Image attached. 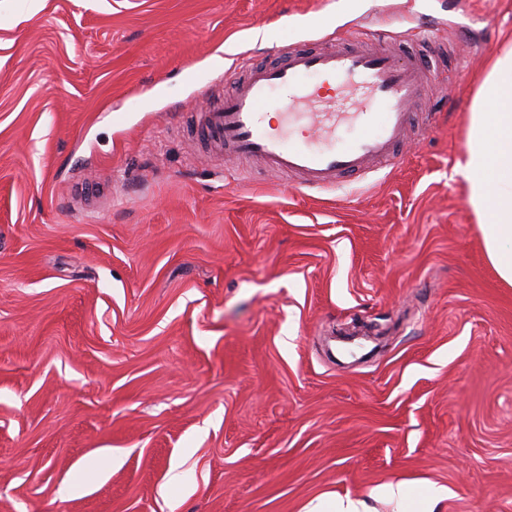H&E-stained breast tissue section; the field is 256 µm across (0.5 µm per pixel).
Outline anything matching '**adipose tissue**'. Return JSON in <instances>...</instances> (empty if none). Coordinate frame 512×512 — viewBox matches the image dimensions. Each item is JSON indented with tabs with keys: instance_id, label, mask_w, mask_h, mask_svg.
I'll use <instances>...</instances> for the list:
<instances>
[{
	"instance_id": "ef3b65f1",
	"label": "adipose tissue",
	"mask_w": 512,
	"mask_h": 512,
	"mask_svg": "<svg viewBox=\"0 0 512 512\" xmlns=\"http://www.w3.org/2000/svg\"><path fill=\"white\" fill-rule=\"evenodd\" d=\"M459 170L486 256L512 286V48L497 55L476 94Z\"/></svg>"
}]
</instances>
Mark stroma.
Here are the masks:
<instances>
[{
	"instance_id": "obj_1",
	"label": "stroma",
	"mask_w": 512,
	"mask_h": 512,
	"mask_svg": "<svg viewBox=\"0 0 512 512\" xmlns=\"http://www.w3.org/2000/svg\"><path fill=\"white\" fill-rule=\"evenodd\" d=\"M426 23L433 131L355 185L182 135L236 55ZM511 43L512 0H0V512H512V287L456 169Z\"/></svg>"
}]
</instances>
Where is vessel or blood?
<instances>
[{
    "label": "vessel or blood",
    "mask_w": 512,
    "mask_h": 512,
    "mask_svg": "<svg viewBox=\"0 0 512 512\" xmlns=\"http://www.w3.org/2000/svg\"><path fill=\"white\" fill-rule=\"evenodd\" d=\"M394 35L380 31L377 47L360 34L326 47L284 48L273 64L236 58L225 80L232 91L196 112L185 137L207 151L253 159L296 180L302 191H322L361 180L376 166H389L417 115V105L444 66L437 51L407 56L391 48ZM280 115L266 123L267 113ZM352 123L356 137L335 146L336 129ZM319 133V144H292L297 126Z\"/></svg>",
    "instance_id": "obj_1"
}]
</instances>
